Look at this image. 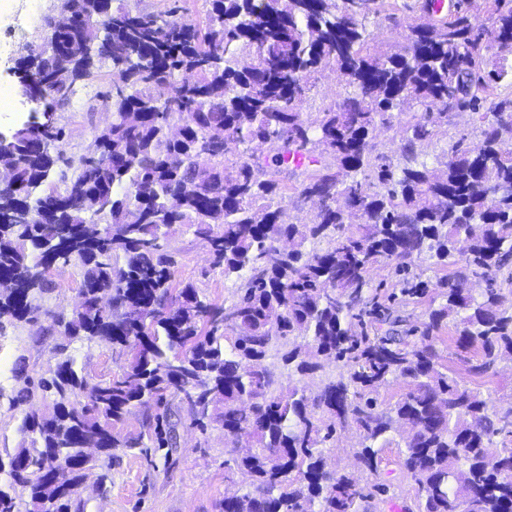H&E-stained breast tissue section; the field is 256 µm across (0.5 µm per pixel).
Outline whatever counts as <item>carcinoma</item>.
<instances>
[{"instance_id":"1","label":"carcinoma","mask_w":512,"mask_h":512,"mask_svg":"<svg viewBox=\"0 0 512 512\" xmlns=\"http://www.w3.org/2000/svg\"><path fill=\"white\" fill-rule=\"evenodd\" d=\"M70 13L23 61L30 101L43 105L7 134L0 161L15 180L0 187L3 318L38 319L50 271L82 270L81 311L52 316L72 342L100 341L124 358L120 375L91 384L76 359H58L26 380L19 399L51 410L27 415L30 442L0 461V512H81L82 485L100 454L177 447L186 412L205 432L250 436L243 454L224 449V479L250 483L224 497L222 512H358L364 489L327 467L326 445L355 425L356 459L371 474L398 437L418 512H512V404L496 408L442 363V327L477 346L483 373L512 360V0H206L205 21L176 5L160 13L130 0H58ZM386 13L401 44H376L371 20ZM488 25L476 28L472 13ZM112 76L88 114L86 153L65 150L48 112L67 107L78 84ZM336 73L347 96L305 112ZM477 115L478 141L464 138L428 161L419 147L448 135L457 111ZM410 117L402 160L378 148L376 131ZM293 189L321 205L302 222L281 221ZM183 227L206 243L212 266L239 282L219 306L196 287H173L164 241ZM455 267L433 282L423 265ZM395 263L399 291L373 287L370 271ZM471 277L487 288L459 287ZM428 302L409 329L399 298ZM277 354L282 382L266 364ZM334 361L339 371L307 395L301 378ZM402 380L393 403L379 389ZM179 398L175 406L172 399ZM153 403L143 435L116 428L131 408Z\"/></svg>"}]
</instances>
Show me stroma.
<instances>
[{
    "mask_svg": "<svg viewBox=\"0 0 512 512\" xmlns=\"http://www.w3.org/2000/svg\"><path fill=\"white\" fill-rule=\"evenodd\" d=\"M15 2L29 10L32 21L13 33V42L22 48L41 43L49 34L45 18L59 15L58 0ZM55 117L65 129L67 153L84 152L93 136L85 100L73 98L71 105L57 111ZM165 246L178 260L175 285L193 284L201 295L219 305L232 299L234 281L213 268L202 240L180 229L168 237ZM51 280L52 290L39 301L42 313L38 321L10 324L0 331V457L23 444L25 436L20 427L25 414L44 406L38 399L16 404L13 396L23 387L25 378H38L55 363L60 347H67L75 355L79 370L93 383L112 380L123 364L110 345L71 344L53 328L52 315L72 313L82 277L77 268L66 267L53 270ZM440 336L438 348L467 387L481 391L496 405L504 407L512 402V363L503 361L487 373L473 374L468 367L477 359L475 349L456 347L453 328L443 329ZM178 432V450L172 459L160 453L148 459L139 449H127L106 467L104 481L89 478L83 493L84 512H221L224 494L231 487L224 481V448L229 441L223 429L212 427L202 432L184 422ZM358 447L356 430L348 428L338 434L326 455L333 468L358 477L366 494L359 512H390L394 503L404 512H411L415 506L414 483L400 466L399 448L383 449L379 471L373 475L357 464ZM377 483L386 485V493L374 491Z\"/></svg>",
    "mask_w": 512,
    "mask_h": 512,
    "instance_id": "stroma-1",
    "label": "stroma"
}]
</instances>
